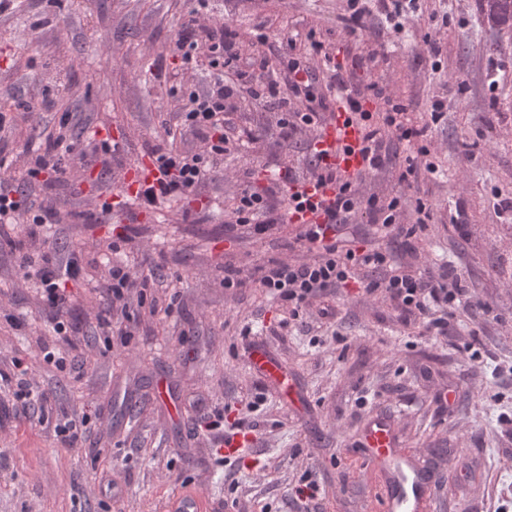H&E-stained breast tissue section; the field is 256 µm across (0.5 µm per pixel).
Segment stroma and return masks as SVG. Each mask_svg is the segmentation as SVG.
<instances>
[{
    "mask_svg": "<svg viewBox=\"0 0 512 512\" xmlns=\"http://www.w3.org/2000/svg\"><path fill=\"white\" fill-rule=\"evenodd\" d=\"M349 10L350 0H23L0 13V155L19 190L49 211L34 236L25 216L0 224V371L22 362L48 395L46 407H23L0 389V512H166L180 490L198 492L205 512H299L289 491L312 481V512H383L385 474L363 461L365 435L382 419L400 447L438 467L435 512H497L512 491V215L497 208L512 197V31L484 25L477 0H421L400 31L373 7L350 36ZM193 12L234 30L273 69L276 45L291 38L324 95L331 62L355 63L361 83L383 92L367 97L368 111L401 104L429 125L436 173L400 181V152L356 180L363 196L403 197L407 224L426 203L430 223L376 237L362 214L340 239L369 241L426 273L454 267L465 296L447 336L405 322L394 302L355 283L296 315L251 284L225 287V266L250 275L289 257L304 230L288 223L252 237L235 223L241 190L268 194L282 212L289 187L278 165L303 180L314 173L316 127L283 126V111L247 92L228 115L242 152L197 195L128 210L138 181L129 167L163 140L209 68L207 56L191 68L174 55ZM63 123L78 153L58 179L28 189L32 151ZM104 128L119 151L89 163L81 148ZM106 202L112 221L102 224ZM116 251L151 286L114 309L123 333L107 338L96 315ZM27 254L80 257L87 279L69 286L67 340L56 341L21 279ZM261 354L279 363L283 383L256 368ZM453 388L459 401L448 410L439 395ZM62 415L78 431L71 448L51 425ZM202 417L216 429L196 428Z\"/></svg>",
    "mask_w": 512,
    "mask_h": 512,
    "instance_id": "1",
    "label": "stroma"
}]
</instances>
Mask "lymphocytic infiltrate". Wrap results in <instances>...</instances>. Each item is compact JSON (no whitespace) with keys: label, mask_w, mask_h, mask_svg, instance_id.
I'll use <instances>...</instances> for the list:
<instances>
[{"label":"lymphocytic infiltrate","mask_w":512,"mask_h":512,"mask_svg":"<svg viewBox=\"0 0 512 512\" xmlns=\"http://www.w3.org/2000/svg\"><path fill=\"white\" fill-rule=\"evenodd\" d=\"M202 45L216 58L214 70L205 88L191 93L188 106L174 115L163 142L151 149L149 157L155 175L152 185L136 196L141 207L154 209L172 200L187 198L198 191L213 169L223 164L227 153L238 148L241 139L230 127L226 114L232 111V101L240 89H247L256 101L288 95L301 105L299 117L308 126L328 109L325 97L317 95L314 79L302 57L282 54L280 71L250 79L248 73L238 67L240 50L232 30L226 26L214 28L200 18L190 17L182 27L176 47L188 62L192 59V50ZM331 87L350 121L363 132L359 147L363 170L373 172L385 168L391 161L392 150L405 143L410 151L406 158L408 173L421 169L434 172L435 167L427 162L428 151L422 143L426 130L410 126L403 107L393 106L381 117H374L363 107L365 95L361 86L339 65L332 69ZM186 131L199 139L198 152L191 153L180 146L177 136ZM322 156V151L313 150L311 163L315 173L306 184L297 183L290 167L280 169L282 180L292 186L286 212H275L267 197L257 192L246 190L239 196L235 209L238 225L260 236L274 225L302 218L305 229L299 240L312 254L308 260H280L257 267L252 274L253 283L297 310L319 293L347 285L354 280L357 270L369 268L375 270L377 276L366 282L367 292H385L409 316L442 310V317L430 321L429 327L436 335H446L448 319L462 292L456 270L445 268L428 277L395 273L391 270L393 255L382 249L365 245L341 249L337 233L352 223L359 212H366L378 229H388L396 225L403 203L398 197L385 202L375 196H361L356 184L341 180L336 169L323 165ZM320 188L330 190L331 198L317 197L316 191ZM81 275L82 266L74 256L63 265L46 263L25 269L23 273L24 278L40 283L47 305L56 311L62 310L69 301L67 282Z\"/></svg>","instance_id":"f902f5d3"}]
</instances>
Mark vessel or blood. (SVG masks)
Wrapping results in <instances>:
<instances>
[{
  "instance_id": "1",
  "label": "vessel or blood",
  "mask_w": 512,
  "mask_h": 512,
  "mask_svg": "<svg viewBox=\"0 0 512 512\" xmlns=\"http://www.w3.org/2000/svg\"><path fill=\"white\" fill-rule=\"evenodd\" d=\"M346 112H338L326 122L317 138L324 150V159L330 166L347 170L356 167L359 159L355 149L359 140L356 126L347 124ZM365 461L367 466L385 470L388 480L384 493L385 512H432L424 472L413 466L411 455L398 448L388 425L376 424L367 438Z\"/></svg>"
}]
</instances>
